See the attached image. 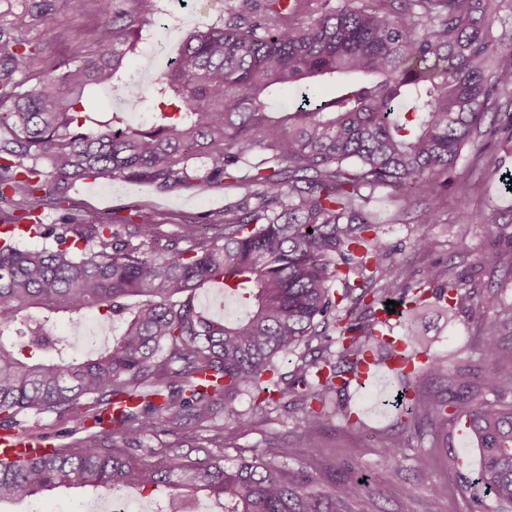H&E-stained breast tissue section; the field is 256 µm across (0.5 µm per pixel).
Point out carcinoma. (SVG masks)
Segmentation results:
<instances>
[{
    "label": "carcinoma",
    "instance_id": "cac0c4a2",
    "mask_svg": "<svg viewBox=\"0 0 512 512\" xmlns=\"http://www.w3.org/2000/svg\"><path fill=\"white\" fill-rule=\"evenodd\" d=\"M144 2L98 0L112 45L44 70L29 90L14 74L32 67V54H9L0 72V129L9 134L0 139V197L11 193L30 218L65 198L64 180L98 175L163 187L228 179L238 199L211 233L184 223L163 250L150 247L158 221L145 212L130 224L74 216L59 232L34 221L25 236L44 240L36 250L0 231V429L27 439L54 415L83 432L63 448L1 460L0 502L59 487H133L168 490L164 512H187L184 489L224 500V512H324L365 484L349 477L313 491L279 461L298 441L313 455L315 432L352 421L340 397L363 363L385 361L374 352L386 327L379 305L408 302L409 321L431 298L451 317L472 299L449 261L405 279L365 204L388 188L407 210L416 195L441 194L465 145L497 133L512 143V0L229 2L224 20L186 36L149 95L127 86V108L152 110L143 130L116 111L100 119L89 100L123 79ZM328 80L336 94L314 96ZM287 86L293 105L271 115ZM256 147L268 157L252 165ZM501 214L490 199L485 223L512 245V221ZM214 284L244 318L215 320L196 306ZM89 308L116 333L79 359L54 324ZM490 310L478 384L470 370L452 376L428 356L392 400L399 419L424 420L436 435L468 418L481 454L475 512L488 496L512 507V375L497 368L512 361L502 343L512 339V298L494 294ZM314 340L317 356L279 371L277 359ZM44 351L53 353L48 362ZM433 376L448 388L425 396L418 380ZM246 390L268 414L288 411L290 396L301 416L293 442L270 440L228 462L224 448L253 430L236 409ZM221 411L232 425L218 420ZM188 425L193 433L161 440ZM150 437L160 446L144 447ZM378 453L398 474L394 445Z\"/></svg>",
    "mask_w": 512,
    "mask_h": 512
}]
</instances>
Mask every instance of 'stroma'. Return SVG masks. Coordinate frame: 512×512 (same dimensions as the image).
Returning a JSON list of instances; mask_svg holds the SVG:
<instances>
[{"label":"stroma","instance_id":"1","mask_svg":"<svg viewBox=\"0 0 512 512\" xmlns=\"http://www.w3.org/2000/svg\"><path fill=\"white\" fill-rule=\"evenodd\" d=\"M223 17V8L211 7L209 0H148L140 9L142 40L127 56L125 82L149 87L154 76L176 58L188 31ZM49 18L55 21L50 28L45 25ZM78 29L85 32V39H74ZM108 37L97 0H84V8L77 15L72 13L69 0H0V50L26 49L35 57L33 71L25 75L27 85L36 83L40 69L88 57ZM477 151V145H466L457 166L449 172L448 189L438 199L440 223L426 229L417 224L416 218L426 205L421 198L407 213L398 214L385 189L374 192L368 211L379 224L381 236L395 247V259L407 276L418 277L433 262L450 259L458 273L474 275V291L483 296L490 287L499 286L502 277L500 269L492 265L498 248L491 226L482 222L484 200L489 194L500 195L504 213L512 214V193L504 192L501 185L502 176L512 173V153H500L499 173L494 176L476 164ZM236 198V191L221 182L163 188L135 180L73 178L65 200L45 206L38 217L42 224L52 227L67 214L109 223L150 212L157 216L158 237L165 242L177 238L181 224L213 218ZM462 205L468 207L473 221L467 237L460 240L455 236V223ZM397 214L402 217L398 223L393 220ZM423 230L434 241L428 252L413 247L414 238ZM490 320L487 311H465L451 320L438 305H430L423 325L431 340V354L442 357L452 368L478 365L479 340ZM391 391L388 385L370 390L350 388L344 403L357 413L359 425L332 421L315 435L314 453L295 448L285 469L309 475L313 488L326 492L345 477L363 480L367 491L359 498L337 503L336 512H428L434 496L440 500L441 512H470L471 491L466 482L479 469L476 445L463 442L456 424L439 436L421 433L415 426L399 429L395 414L385 404ZM236 408L252 418L255 429L225 449L227 459L263 447L270 437L292 441L293 414H266L254 408L246 392L238 396ZM400 440L406 443L404 460L394 476L377 449L382 443ZM421 469L432 471V483L417 479ZM99 499L95 491L59 492L1 503L0 512H92Z\"/></svg>","mask_w":512,"mask_h":512}]
</instances>
